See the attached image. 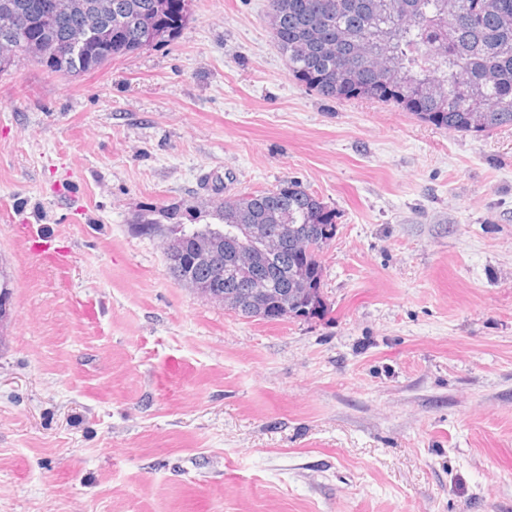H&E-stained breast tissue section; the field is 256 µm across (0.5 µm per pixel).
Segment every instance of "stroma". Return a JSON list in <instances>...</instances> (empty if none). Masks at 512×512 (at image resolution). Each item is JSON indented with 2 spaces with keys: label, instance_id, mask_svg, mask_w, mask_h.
Returning <instances> with one entry per match:
<instances>
[{
  "label": "stroma",
  "instance_id": "stroma-1",
  "mask_svg": "<svg viewBox=\"0 0 512 512\" xmlns=\"http://www.w3.org/2000/svg\"><path fill=\"white\" fill-rule=\"evenodd\" d=\"M267 10L0 75V512H512V126L324 98ZM289 181L336 213L321 318L229 313L131 230Z\"/></svg>",
  "mask_w": 512,
  "mask_h": 512
}]
</instances>
